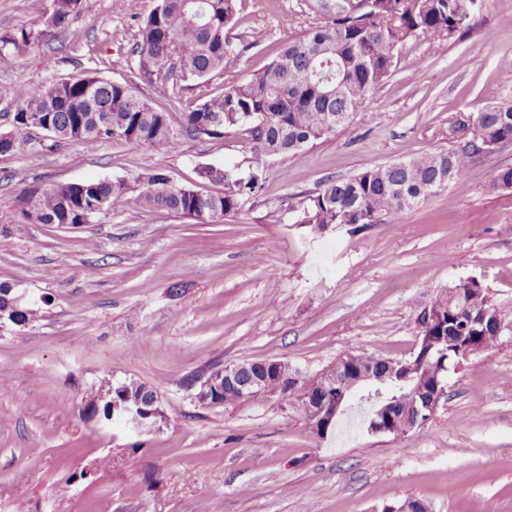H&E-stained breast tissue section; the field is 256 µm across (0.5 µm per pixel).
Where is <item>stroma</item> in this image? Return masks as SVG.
I'll return each mask as SVG.
<instances>
[{"label": "stroma", "instance_id": "stroma-1", "mask_svg": "<svg viewBox=\"0 0 512 512\" xmlns=\"http://www.w3.org/2000/svg\"><path fill=\"white\" fill-rule=\"evenodd\" d=\"M328 2L237 0L229 36L247 52L174 95L135 69L139 21L157 0L134 14L127 0H82L65 33H43L0 68V112L13 111L17 85L95 68L179 118L325 22ZM506 57L512 0H482L473 29L443 52L422 36L405 41L351 124L295 156L256 161L236 129L176 150L100 139L0 157V283L39 310L28 326L0 329V512H382L409 497L429 512H512V338L449 373L432 419L402 437L346 427L317 439L275 395L202 406L184 384L273 358L317 372L347 351L408 356L419 312L458 279L512 309V189L492 186L512 167V143L394 224L314 234L290 210L324 179L457 148L483 107L512 103L498 74ZM206 165L262 171L263 189L220 224L140 206V178L152 173L219 192L198 176ZM117 179L128 190L93 223L14 214L27 185ZM131 381L160 398L151 432L87 410Z\"/></svg>", "mask_w": 512, "mask_h": 512}]
</instances>
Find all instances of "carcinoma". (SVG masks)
<instances>
[{"mask_svg":"<svg viewBox=\"0 0 512 512\" xmlns=\"http://www.w3.org/2000/svg\"><path fill=\"white\" fill-rule=\"evenodd\" d=\"M80 5L81 0H37L44 27L56 32L66 29ZM474 19L467 0H336L330 20L285 43L263 70L224 84L221 92L184 113L177 127L167 113L140 98L130 84L106 80L95 68L80 77L36 87L20 84L13 92L14 112H0V119L12 117L14 129L12 134L0 135V156L32 149L24 129L35 119L50 127L48 149L112 138L177 150L187 140L221 138L229 130L243 128L256 158L295 155L349 126L367 96L389 76L404 40L423 35L439 49L444 40L473 28ZM235 23L236 0H159L138 28L135 67L139 78L145 83L167 84L179 92L188 80L224 74L229 60L247 50L230 40ZM41 35V31L25 29L0 35V67L17 63ZM503 141H512L511 103L479 112L472 137L452 151L327 179L291 211L296 213L297 223L318 233L331 225L357 233L375 224H394L447 189L476 156ZM198 175L205 182L222 185L223 191L204 194L154 173L143 184L141 207L167 209L200 224H219L224 217L242 212L263 187L255 172L242 176L231 169L205 166ZM127 189L122 180L34 184L20 191L15 207L31 224H90L95 219L91 211L96 200L104 198L111 206ZM478 287L475 280L455 281L437 291L430 303L443 317L428 322L424 313H419V336L429 337L435 347L425 360L417 356L404 359L414 369L395 370L391 366L395 359L374 358L373 384L397 395V400L381 413L376 400L352 397L356 406L367 408L361 427L368 432L383 428L393 436L410 432L417 411L414 403L404 399L402 388L435 391L442 370L462 361L457 353L448 351V337H482L490 349L500 345L495 337L470 324L468 293ZM482 303L495 322L512 327L509 312L486 291ZM293 376L304 392L322 390L321 373L303 372L279 359L268 370L262 361L244 364L240 381L261 380L268 393L290 401L300 411L299 398L281 389L282 382ZM152 393L150 386L129 383L113 397L145 399Z\"/></svg>","mask_w":512,"mask_h":512,"instance_id":"1","label":"carcinoma"}]
</instances>
